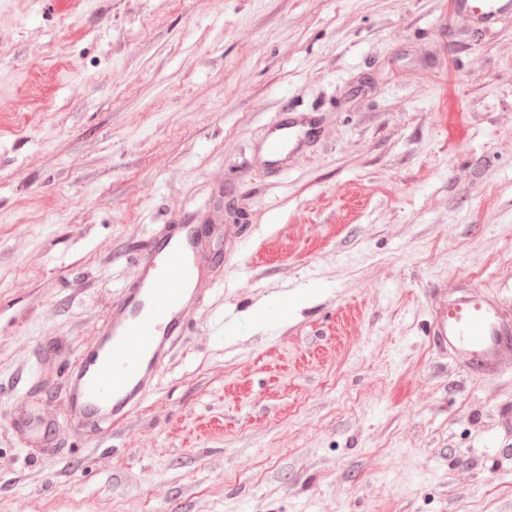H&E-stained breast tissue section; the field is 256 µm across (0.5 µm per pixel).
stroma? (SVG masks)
Instances as JSON below:
<instances>
[{
    "label": "stroma",
    "instance_id": "stroma-1",
    "mask_svg": "<svg viewBox=\"0 0 512 512\" xmlns=\"http://www.w3.org/2000/svg\"><path fill=\"white\" fill-rule=\"evenodd\" d=\"M164 224L216 225L206 296L110 438L77 431L66 369ZM461 280L512 306V17L0 0V512H512V365L470 377L429 335ZM277 132L269 146L270 155L274 158L273 160H269V162L272 163H278L279 161L280 150L277 147L278 145L288 140V149L291 148V151H296L308 134V131L305 130L303 126L298 125H289L288 128H279ZM10 427L16 438L28 448H55L54 419L45 408L39 411L28 406L13 407Z\"/></svg>",
    "mask_w": 512,
    "mask_h": 512
}]
</instances>
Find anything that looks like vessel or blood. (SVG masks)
<instances>
[{
	"mask_svg": "<svg viewBox=\"0 0 512 512\" xmlns=\"http://www.w3.org/2000/svg\"><path fill=\"white\" fill-rule=\"evenodd\" d=\"M457 13L482 27H493L512 12V0H454ZM304 127L280 128L271 147L299 149ZM193 224L153 237L146 260L112 304V319L91 341L73 371L69 404L76 423L96 427L126 419L148 393L159 366L177 348L189 327L192 309L204 296L202 239ZM432 336L471 376L498 373L512 358V314L491 292L475 287L431 292ZM10 427L29 448L56 447L54 420L47 410L13 407Z\"/></svg>",
	"mask_w": 512,
	"mask_h": 512,
	"instance_id": "b4317fda",
	"label": "vessel or blood"
}]
</instances>
